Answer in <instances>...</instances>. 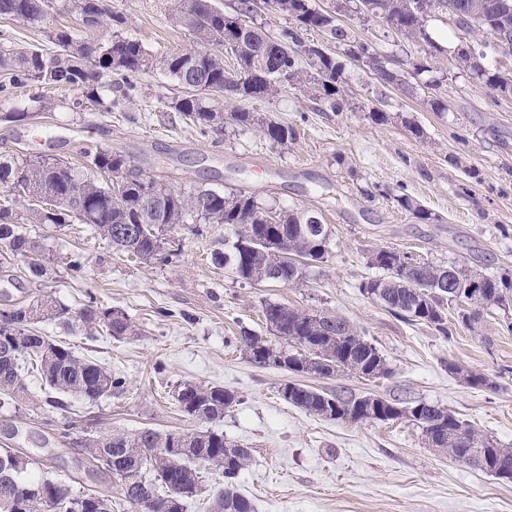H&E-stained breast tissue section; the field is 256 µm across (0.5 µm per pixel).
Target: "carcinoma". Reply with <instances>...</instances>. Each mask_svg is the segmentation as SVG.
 I'll list each match as a JSON object with an SVG mask.
<instances>
[{"label": "carcinoma", "mask_w": 512, "mask_h": 512, "mask_svg": "<svg viewBox=\"0 0 512 512\" xmlns=\"http://www.w3.org/2000/svg\"><path fill=\"white\" fill-rule=\"evenodd\" d=\"M56 1L64 12L81 17L97 14L100 27L111 29V35L99 43L67 28L50 30L48 39L60 48L55 54L0 43V69L5 72L0 84L3 97H9L16 87L35 83L75 91L76 96L61 102L69 112H110L138 91L142 76L160 65L183 90L171 108L201 134L220 132L229 124L254 128L277 144L295 140L296 131L256 112L235 108L226 113L224 102L267 98L288 87L307 88L315 92L316 98L328 102L333 111H343L346 100L338 86L342 63L306 42L304 34L326 31L339 43L349 41L339 16L353 9L384 20L401 36L422 41L438 52L442 47L427 28L433 14L450 17L459 37L482 33L491 38L475 50L484 58L498 52L492 41L495 33L512 34V0H342L327 8L315 5L313 0H265L272 12L289 20V26L274 36L255 24L254 0H238L231 13L216 8L211 0H190L173 7L171 17L193 33L195 42L158 60L142 42L122 33L126 17L112 9L107 0H0V17L41 21ZM234 28L243 30V34L226 47L225 32ZM226 52L235 57L238 73L224 70ZM360 53L363 66L374 70L383 82L403 83L400 71L380 65L374 46L362 43ZM304 62L315 70L311 79L302 70ZM457 63L491 92L512 96V69L486 65L478 71L463 53L458 54ZM265 69L270 76L260 85L253 86L246 80L248 75ZM114 90L120 92V97L112 96ZM31 101L36 103L32 111L11 109L0 118L19 122L46 109L40 98ZM83 157L81 172L51 157L0 160V185L9 184L15 189L13 198L0 202V242L6 244L0 253V267L24 260L32 275H47V265L40 261L41 245L23 231L22 225L63 226L74 220L87 224L116 253L144 264L165 263L176 255L181 243L171 233L189 219L229 225L233 240L224 243L230 248L211 253V262L230 265L247 283L264 272L275 285L294 286L302 279V262L321 260L328 250V233H323L320 242L305 231L304 225L311 223L308 216L284 211L279 213V223L269 224L265 220L267 210L242 190L227 195L211 190L186 194L139 171L122 195L113 197L108 185L95 175L125 169V157L107 150H86ZM47 196L57 197L60 204L54 209L40 205ZM284 236L295 256L288 263L278 253ZM371 264L382 269L385 276L361 283V292L382 290L383 306L392 314L407 322L430 324L444 336L449 334L448 309L455 299L450 289L439 288L437 283L451 275L455 283L465 285L475 277L472 271L457 265L421 262L408 266L400 260L399 252L388 249L374 251ZM483 298L489 306L512 309V274L483 277ZM69 315L68 307L49 296L15 302L0 310V406L36 402L28 378H40L45 403L59 410L52 427L60 438L69 437L74 429L73 416L63 397L75 395L94 402L126 390L124 376L78 357L69 344L38 331V324L66 323ZM263 316L278 343L246 330L240 336V348L259 366H267L265 354L274 348L280 357L276 367L287 372L302 370L309 357L317 363L316 375L321 377L374 372L380 378L389 374L379 351L341 316L329 315L315 323L306 311L278 303L265 305ZM78 317L115 339L139 334L125 312L101 303L93 295ZM450 369L461 374L470 386L497 388V383L483 373L464 371L455 365ZM172 397L184 415L208 424L224 418V411L237 402L232 390L192 381L177 384ZM331 399L356 410L365 401L363 397H345L298 383L288 403L322 417L325 402ZM379 402L396 411L393 419H406L417 425L425 438H434L454 460L499 480L512 478V448L496 446L448 409L421 402L398 411L394 402L384 398ZM84 447L88 469L112 478L119 487L120 497L113 501L112 512H146L148 499L153 502V512H188L191 504L205 494L201 473L207 467L214 468L219 477L210 497V512H254L250 500L237 489L241 472L251 463V453L212 428L192 433L143 428L112 431L108 437L100 432L86 436ZM16 453L13 448H0V512H68L67 507L78 501L82 503L81 512H105L99 509L101 493L93 489L35 476L28 470L17 474L6 468L5 461ZM7 490L12 494L10 499L2 497Z\"/></svg>", "instance_id": "cac0c4a2"}]
</instances>
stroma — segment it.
<instances>
[{
	"mask_svg": "<svg viewBox=\"0 0 512 512\" xmlns=\"http://www.w3.org/2000/svg\"><path fill=\"white\" fill-rule=\"evenodd\" d=\"M109 3L126 15V33L151 54L193 40L169 20L170 0ZM342 23L351 44H376L382 57L404 71L408 85L383 83L328 34L308 32L307 42L334 52L342 63L349 108L332 111L294 88L245 101L246 109L296 130V140L285 145L252 128L201 135L173 112L180 88L159 68L142 78L137 97L111 113L59 108L27 122L0 120L1 157L38 154L74 162L84 149L109 150L184 192L242 190L276 211L316 214L329 232L325 258L309 263L297 286L256 288L230 267L211 263V252L224 246L220 224L180 225L175 235L181 252L149 265L118 258L84 224L27 225L42 243L48 273L32 277L21 261L0 271V308L9 298L51 296L69 307L71 317L65 324L41 323L40 331L127 379L124 393L93 404L67 397L77 422L65 443L49 425L56 409L0 408V447L28 453L33 474L117 494L115 483L81 467L82 439L142 427L202 429L172 398L174 386L190 380L237 394V404L217 427L250 450L238 489L255 512H512L511 482L428 447L410 422L329 420L289 405L279 390L291 373L257 366L240 348L241 330L268 336L262 308L269 302L341 315L385 357L388 376L305 375L302 383L445 407L512 448V312H485L467 329L449 310L450 333L444 336L430 325L395 317L359 290L361 282L380 276L370 264L380 248L484 275L512 271V96H497L458 69L449 17L429 23L442 47L433 58L424 44L404 40L380 19L351 12ZM80 26L79 17L55 9L40 22L0 19V36L47 50L48 30ZM423 62L428 70L414 73ZM434 99L443 111L432 110ZM375 106L386 112V122L372 120ZM409 121L421 126L422 136L406 130ZM400 195L428 210L430 220L401 209ZM75 249L87 257L81 278L65 265ZM91 294L127 313L139 336L118 341L90 331L78 312ZM454 364L489 375L497 388L468 386L451 372Z\"/></svg>",
	"mask_w": 512,
	"mask_h": 512,
	"instance_id": "stroma-1",
	"label": "stroma"
}]
</instances>
